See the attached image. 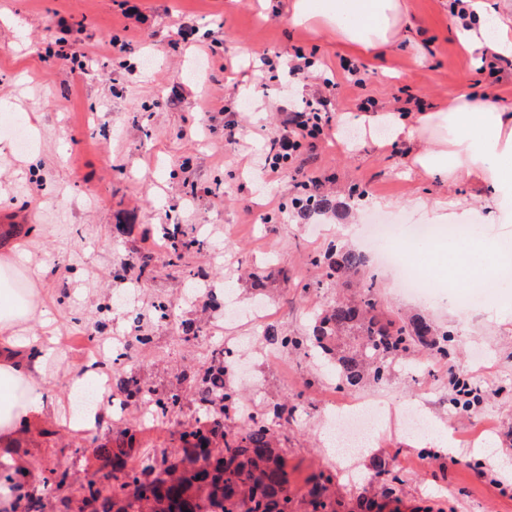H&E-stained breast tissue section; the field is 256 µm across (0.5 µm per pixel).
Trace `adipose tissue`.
I'll return each instance as SVG.
<instances>
[{
  "label": "adipose tissue",
  "instance_id": "adipose-tissue-1",
  "mask_svg": "<svg viewBox=\"0 0 512 512\" xmlns=\"http://www.w3.org/2000/svg\"><path fill=\"white\" fill-rule=\"evenodd\" d=\"M297 24L322 20L340 48L372 56L409 39L413 23L406 0H292ZM448 24L467 51L512 57V0H461ZM345 123L375 145L412 144V165L430 178L466 181L491 224L512 226V110L491 93L455 91L447 107L424 112H363ZM26 236L0 250V446H12L20 429L48 413H62L44 387L46 359L56 336L40 288L45 269L33 259ZM42 335H33V325Z\"/></svg>",
  "mask_w": 512,
  "mask_h": 512
}]
</instances>
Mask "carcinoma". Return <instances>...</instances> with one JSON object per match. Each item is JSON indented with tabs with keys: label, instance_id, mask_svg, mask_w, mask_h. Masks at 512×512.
I'll return each mask as SVG.
<instances>
[{
	"label": "carcinoma",
	"instance_id": "obj_1",
	"mask_svg": "<svg viewBox=\"0 0 512 512\" xmlns=\"http://www.w3.org/2000/svg\"><path fill=\"white\" fill-rule=\"evenodd\" d=\"M302 218L329 206L323 197L310 196L297 201ZM194 239L171 238L170 263L179 264L186 251L196 245ZM323 279L315 283L320 289L358 272L366 263L362 253L351 249H331L327 255ZM420 317L383 318L377 296L375 278L364 281L352 299L335 298L310 313L309 328L303 336H284L274 325L264 330L266 341L276 347L306 349L315 361L331 374L339 386L355 388L366 378L383 382L393 364L412 347L420 345L440 357L449 354L448 333L422 334ZM224 371V360L210 357L208 365L194 374L196 383ZM154 397L155 404L175 410L182 406L184 393L172 390L159 393L139 388L127 393L132 404L143 397ZM237 391L213 383L204 390L205 411L212 415L209 428L184 430L180 446L159 452H145L138 471L126 467L125 458L137 452L135 431L128 429L116 448H97L104 462L103 476L118 474V492L103 495L101 483L81 486V500L73 506L69 494L70 474L51 469L45 482L54 486L58 512H290L288 494L290 478L285 451L272 447V422L288 412L284 405L273 406L270 415L257 414L247 419L236 418L239 430L230 435L224 421L236 409ZM333 475L312 474L309 500L311 512H336V504L325 495ZM0 487L9 488L14 499L0 500V512H16L18 502L25 499L29 507L41 510L36 488L14 484L11 468L0 469Z\"/></svg>",
	"mask_w": 512,
	"mask_h": 512
}]
</instances>
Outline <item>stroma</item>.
Listing matches in <instances>:
<instances>
[{
    "instance_id": "35a3bbf8",
    "label": "stroma",
    "mask_w": 512,
    "mask_h": 512,
    "mask_svg": "<svg viewBox=\"0 0 512 512\" xmlns=\"http://www.w3.org/2000/svg\"><path fill=\"white\" fill-rule=\"evenodd\" d=\"M288 2L0 0V213L15 216L0 222V247L28 234L40 243L44 300L59 339L47 363L48 393L68 394L64 370L80 366L88 332L151 336L136 348L134 368L160 392L176 388L180 371L200 370L209 345L234 336L262 343L267 322L304 335L309 310L337 291L313 289L323 271L318 258L333 246L357 250L368 263L349 286L375 275L386 311L448 329L453 349L445 358L415 354L394 365L385 384L354 389L357 397L416 408L432 431L426 438L388 433L355 457L335 456L318 426L319 391L336 396L333 379L301 351L254 356L244 387L251 403L294 408L274 438L288 451L298 512L310 499L308 476L322 471L335 473L329 496L348 512H359L364 498L380 512H512V463L499 468L492 460L499 452L512 460V279L457 285L448 277L455 243L413 241L409 257L436 289L420 298L402 291L398 268L378 263L372 236L378 222L422 223L412 200L467 199L470 185L411 170L409 144L364 146L344 130L321 141L307 164L330 206L302 219L294 209L304 194L299 176L273 178L262 164L286 113L326 93L323 79L341 85L329 95L335 117L360 113L367 99L381 111L410 96L444 107L452 88L489 90L512 107V66L490 73L462 49L448 25L449 0H406L414 41L371 58L345 55L319 25L292 24ZM131 4L142 20L126 19ZM112 37L126 42L125 51L94 55ZM298 47L314 55L304 75L288 71ZM345 60L357 75L342 69ZM20 120L34 148L19 146L13 127ZM229 121L238 125L232 144ZM175 228L196 242L187 268L162 255L141 269L151 243ZM256 274L263 290L253 285ZM228 297L243 308L264 302L270 321L228 323ZM163 300L198 340L175 337L155 318L153 306ZM458 376L484 391L479 406L461 413L451 405ZM206 419L189 398L169 418L132 407L123 420L89 432L48 416L6 456L30 464L31 485L41 487L53 467L82 482L100 477L96 448L117 447L125 429H135L138 448H172L180 431Z\"/></svg>"
}]
</instances>
